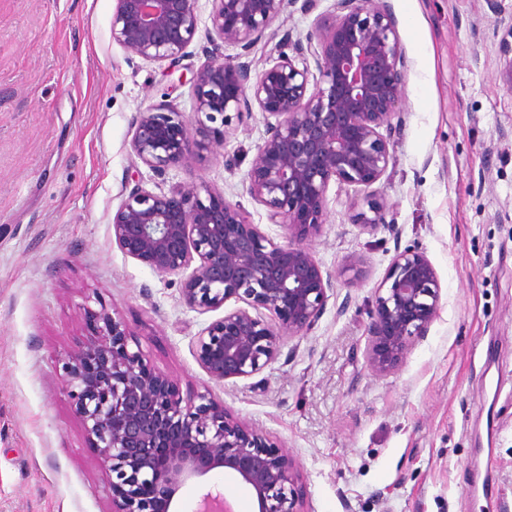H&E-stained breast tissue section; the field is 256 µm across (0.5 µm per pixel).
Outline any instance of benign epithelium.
<instances>
[{
	"label": "benign epithelium",
	"instance_id": "benign-epithelium-1",
	"mask_svg": "<svg viewBox=\"0 0 512 512\" xmlns=\"http://www.w3.org/2000/svg\"><path fill=\"white\" fill-rule=\"evenodd\" d=\"M112 41L129 58L176 68L199 26V0H114ZM207 61L197 70L193 109L212 120L234 112L265 118L246 191L267 221L288 231L278 244L224 193L195 182L165 191L142 179L123 190L112 238L154 273L180 275L181 298L206 313L235 307L197 336L211 380L249 377L274 362L283 337L303 336L323 316L333 288L308 241L327 221L331 182L369 188L387 173L402 128L407 58L389 0H334L305 38L283 35L277 57L257 71L254 48L288 9L319 0H209ZM234 48L237 53L225 54ZM134 157L155 176L224 146L227 131L190 127L173 104H150L131 121ZM206 197H201V194ZM437 271L416 247L396 253L374 291L365 360L376 375L396 370L440 311ZM87 342L68 356L67 387L99 450L112 512H171L192 477L224 468L254 491L258 512H305L295 459L262 430L208 394L185 398L173 380L130 348L122 321L91 315Z\"/></svg>",
	"mask_w": 512,
	"mask_h": 512
}]
</instances>
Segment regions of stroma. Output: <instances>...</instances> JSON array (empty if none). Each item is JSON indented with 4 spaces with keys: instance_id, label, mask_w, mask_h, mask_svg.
Wrapping results in <instances>:
<instances>
[{
    "instance_id": "obj_1",
    "label": "stroma",
    "mask_w": 512,
    "mask_h": 512,
    "mask_svg": "<svg viewBox=\"0 0 512 512\" xmlns=\"http://www.w3.org/2000/svg\"><path fill=\"white\" fill-rule=\"evenodd\" d=\"M409 69L404 124L388 175L370 188L330 184L312 248L335 288L315 328L284 339L260 373L218 383L195 357L222 317L181 301L180 279L125 256L112 214L142 171L130 123L170 102L191 126L205 62L201 32L179 67L128 59L112 41L113 0H0V512H112L105 467L74 412L68 355L89 337L87 311L123 321L148 363L183 395L211 394L288 449L308 512H512V86L500 77L512 0H391ZM313 18L292 8L259 44ZM222 153L147 186L195 181L243 204L265 121L228 113ZM379 204L385 223L352 217ZM418 247L442 286L439 316L403 364L377 376L364 357L374 290L397 251ZM361 269L349 284L341 271ZM257 512L252 489L216 469L177 493L196 512L207 492Z\"/></svg>"
}]
</instances>
